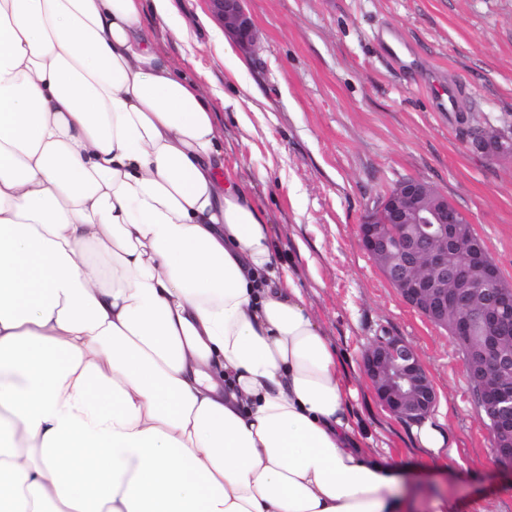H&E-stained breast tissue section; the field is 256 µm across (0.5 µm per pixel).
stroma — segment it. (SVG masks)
<instances>
[{
    "label": "stroma",
    "mask_w": 512,
    "mask_h": 512,
    "mask_svg": "<svg viewBox=\"0 0 512 512\" xmlns=\"http://www.w3.org/2000/svg\"><path fill=\"white\" fill-rule=\"evenodd\" d=\"M193 42L145 12V31L200 86L222 128L219 148L268 216L356 395L351 414L368 452L425 464L410 490L460 502L462 512H512V475L494 458L464 357L448 330L409 306L361 248L358 226L405 178L447 192L512 287V156L471 146V116L512 132V0H246L254 51L224 55L225 32L205 0H174ZM389 29L427 67L458 78L465 120L434 111L423 75L385 57ZM246 69L235 73L236 62ZM257 98L241 104L239 83ZM417 353L437 390L431 419L456 446L441 471L415 441L413 421L384 409L362 368L380 336Z\"/></svg>",
    "instance_id": "1"
}]
</instances>
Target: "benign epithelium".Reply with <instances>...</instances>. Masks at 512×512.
Returning a JSON list of instances; mask_svg holds the SVG:
<instances>
[{
	"label": "benign epithelium",
	"mask_w": 512,
	"mask_h": 512,
	"mask_svg": "<svg viewBox=\"0 0 512 512\" xmlns=\"http://www.w3.org/2000/svg\"><path fill=\"white\" fill-rule=\"evenodd\" d=\"M213 14L242 46L255 45L256 28L245 0H208ZM474 145L491 153H512L492 133ZM467 215L448 195L419 178L396 183L370 207L358 227L361 248L384 272L391 287L433 324L470 331L467 306L480 296V337L466 357L468 375L482 384L480 415L490 424L499 467L512 473V290L500 285L501 273L487 247L473 242L461 248L458 225ZM366 375L382 405L421 420L436 402L434 385L413 348L387 336L365 354Z\"/></svg>",
	"instance_id": "benign-epithelium-1"
}]
</instances>
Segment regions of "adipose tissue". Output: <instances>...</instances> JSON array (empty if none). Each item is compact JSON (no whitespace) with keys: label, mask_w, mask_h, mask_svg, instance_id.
<instances>
[{"label":"adipose tissue","mask_w":512,"mask_h":512,"mask_svg":"<svg viewBox=\"0 0 512 512\" xmlns=\"http://www.w3.org/2000/svg\"><path fill=\"white\" fill-rule=\"evenodd\" d=\"M172 0H0V512H416Z\"/></svg>","instance_id":"adipose-tissue-1"}]
</instances>
